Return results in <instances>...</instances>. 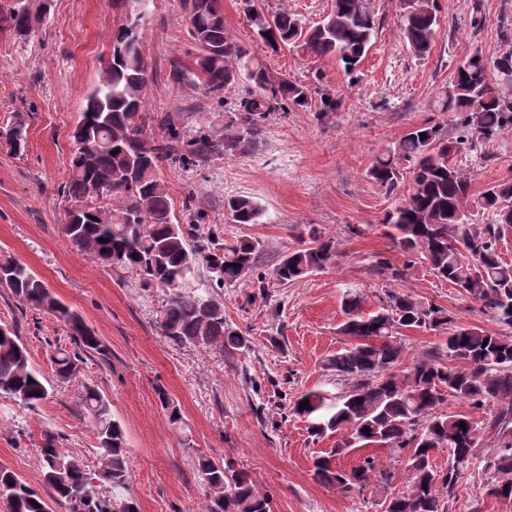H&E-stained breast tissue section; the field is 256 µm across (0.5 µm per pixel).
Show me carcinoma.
Returning a JSON list of instances; mask_svg holds the SVG:
<instances>
[{
  "label": "carcinoma",
  "mask_w": 512,
  "mask_h": 512,
  "mask_svg": "<svg viewBox=\"0 0 512 512\" xmlns=\"http://www.w3.org/2000/svg\"><path fill=\"white\" fill-rule=\"evenodd\" d=\"M149 2L109 0L120 11V21L112 33L111 59L86 95L72 134L75 148L67 160L68 179L57 188L70 203L63 231L72 248L119 280L164 292L154 325L171 343L248 351L249 338L229 327L215 289L251 277L265 288L258 242H224V230L203 223L204 214L191 194L183 202L187 222L173 221L161 169L199 167L215 155L233 160L253 152L268 117L307 105L311 89L271 75L259 58L232 39L220 0H181L195 56L190 66L173 60L167 79L194 86L220 105L226 88L243 79L249 87L233 111L209 117L193 132L169 114L145 111L143 90L150 71L142 50L141 20ZM25 3L14 0L0 12V30L20 39L34 33L40 16L24 9ZM398 5L403 38L415 55H428L439 26L437 0H398ZM245 16L272 51L301 41L309 55L334 57L348 73L367 55L376 34L367 0H333L327 17L306 30L286 7L269 13L248 3ZM435 107L456 113L458 136L450 139L434 125L415 127L368 169L373 180L391 190L401 179L404 161L411 180L402 202L382 220L393 230L391 240L402 251L404 263L395 265L379 256L372 264V272L391 285L373 312L362 311L358 292L344 293L348 320L340 333L354 343L323 361L327 371L354 385L334 401L307 392L293 406L297 415L319 423L308 427L310 436L340 435L336 447L315 459L314 477L343 494H361L370 486L377 474L376 458L368 456L348 471L337 465L339 457L366 444L407 452V488L390 497L385 512H447L444 498L453 496L460 469L470 464L485 435L495 447L483 459L488 493L512 498V336L458 326L447 307L397 289L409 270L422 264L438 282L512 328V265L499 249L512 237V180L498 182L481 195L480 208L491 213L493 223L473 224L466 215L471 181L453 163L462 146L473 147L512 127V55L489 61L474 52L462 59ZM153 122L162 134L150 142L144 128ZM2 139L17 153L25 150L23 116L0 125ZM224 209L235 224H256L261 216L258 204L246 197L228 199ZM338 256L334 238L313 235L277 263L273 275L286 285L335 266ZM0 288L70 330L74 348L61 349L53 357L57 381L76 380L84 356L105 355L102 341L81 315L23 262L0 258ZM407 329L442 331L447 337L399 371L405 357L400 336ZM50 389L51 381L31 364L18 325L6 326L0 333V395L34 409ZM156 395L170 424L181 428L182 415L168 393L159 389ZM302 400L309 401V408L299 409ZM452 401L472 409L492 403L496 411L478 420L469 412L443 410ZM78 403L97 433L99 467L88 472L82 458L55 436H46L40 455L52 501L65 512H138L129 493L125 431L112 416L109 400L85 384L78 391ZM442 448L449 452L445 470L433 464V453ZM196 460L200 478L214 492L207 512H271L269 499L256 491L247 471L202 455ZM95 479L110 491L109 499L94 494ZM0 504L6 512H50L48 502L6 466H0Z\"/></svg>",
  "instance_id": "cac0c4a2"
}]
</instances>
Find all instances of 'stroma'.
Wrapping results in <instances>:
<instances>
[{
    "label": "stroma",
    "instance_id": "35a3bbf8",
    "mask_svg": "<svg viewBox=\"0 0 512 512\" xmlns=\"http://www.w3.org/2000/svg\"><path fill=\"white\" fill-rule=\"evenodd\" d=\"M368 3L375 43L348 75L335 58L317 59L300 47L271 52L248 25L243 0H222L228 34L272 73L309 85L312 100L270 117L262 143L246 156H215L191 173L174 167L161 172L174 204L193 194L209 223L223 225L225 241L260 244L267 299L254 298L248 280L218 291L228 324L251 341L242 354L170 344L154 326L160 292L119 283L75 251L63 232L67 205L57 188L68 177L70 134L98 82L117 11L107 0H53L48 21L28 39L0 32V121L18 113L27 121L23 154L0 144V255L25 263L99 336L106 353L88 355L80 379L108 398L125 427L130 493L139 512H205L209 491L194 472L198 453L250 472L272 512H384L387 495L406 486L405 454L386 448L356 449L338 464L348 470L375 456L388 486L344 495L318 483L313 460L336 438L310 437L306 419L290 409L307 392L331 398L352 388V381L322 367L328 355L351 343L338 332L345 320L342 296L355 289L364 297V312L377 309L386 283L371 271L372 261L380 254L396 265L403 261L382 224L403 191L380 187L368 169L414 127L435 125L455 134L456 116L436 111V96L466 55L478 51L493 61L512 54V0H439V28L424 57L402 37L397 0ZM475 16L483 17L482 26H472ZM141 29L152 72L144 90L147 111L197 126L213 112L212 103L198 89L165 77L170 61H188L193 49L179 0H152ZM324 93L341 97L338 111L319 114ZM456 163L471 179L472 223H491L478 200L489 186L512 179V128L462 149ZM236 196L261 206L259 223H232L224 202ZM313 232L336 238L343 251L336 266L279 284L274 266ZM403 290L448 307L461 326L503 330L423 266L410 269ZM14 321L34 367L51 375L57 349L71 346L66 327L47 314L22 311L0 289V323ZM160 388L180 408L184 430L170 425L156 397ZM48 434L96 466L98 440L71 385H56L34 410L0 397V465L43 496L48 490L39 449ZM492 449L481 442L479 458ZM479 458L462 469L449 512H512V499L487 494Z\"/></svg>",
    "mask_w": 512,
    "mask_h": 512
}]
</instances>
